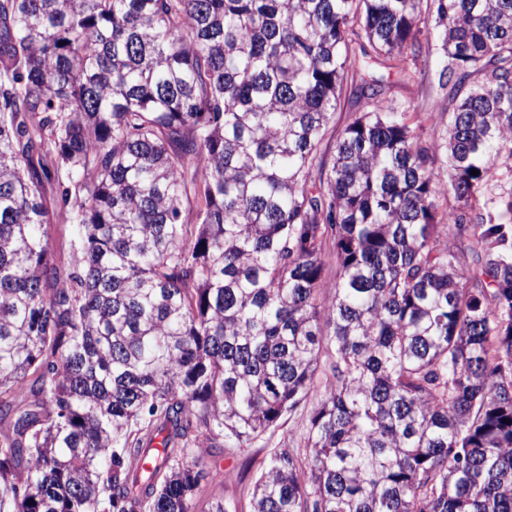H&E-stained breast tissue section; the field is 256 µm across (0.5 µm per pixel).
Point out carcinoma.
<instances>
[{
    "label": "carcinoma",
    "instance_id": "1",
    "mask_svg": "<svg viewBox=\"0 0 512 512\" xmlns=\"http://www.w3.org/2000/svg\"><path fill=\"white\" fill-rule=\"evenodd\" d=\"M311 401L251 512H512V0H0V512H234ZM439 50L431 54L409 57L404 66L413 76L407 83L392 84L387 96L397 101L410 102L415 112L413 120L424 126L423 139L426 144L433 141L432 129L442 128V114L448 108V88L438 85L437 64ZM350 88L346 93L342 94L340 101L338 102L336 112L331 123L328 126L327 133L323 141V150L328 153L334 152L336 139L345 128V126L351 121L354 112L361 111L364 108V103L355 105L350 98ZM49 249L59 267L67 268L71 261L75 241V224L54 220L48 226ZM312 402L306 408L281 421L274 434L268 433L263 439L257 441L251 448H246L241 454H228L219 448H209L212 457H209L223 473L221 483L211 482L210 479L202 481L197 495L200 508L212 498H224L236 507V512L251 511V496L254 480L259 472V463L268 457L272 448L279 442L287 439L289 434L299 435L308 422L312 412ZM248 457L255 460V465L249 469L245 466Z\"/></svg>",
    "mask_w": 512,
    "mask_h": 512
}]
</instances>
